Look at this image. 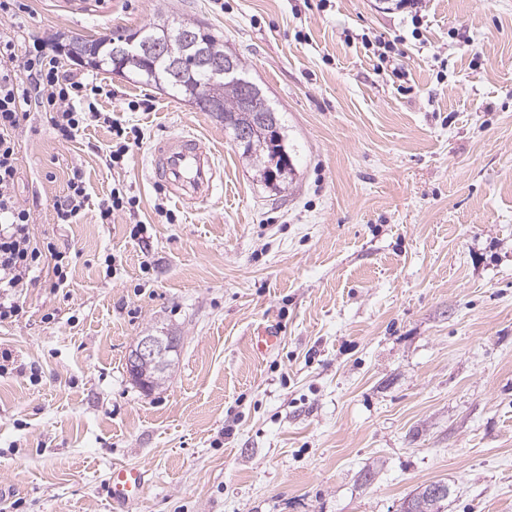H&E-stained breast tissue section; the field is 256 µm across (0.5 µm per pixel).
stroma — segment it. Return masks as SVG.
Segmentation results:
<instances>
[{
    "label": "stroma",
    "mask_w": 512,
    "mask_h": 512,
    "mask_svg": "<svg viewBox=\"0 0 512 512\" xmlns=\"http://www.w3.org/2000/svg\"><path fill=\"white\" fill-rule=\"evenodd\" d=\"M87 2L0 18L22 43L58 41L60 68L140 136L112 170L103 124L64 141L35 108L21 134L17 193L70 269L0 326V505L401 512L441 482L443 512H512V0ZM160 11L211 29L275 107L285 181L267 184L215 116L67 52ZM374 34L395 44L391 69L362 44ZM182 133L223 177L189 205L149 174ZM75 168L85 207L54 223ZM118 181L139 210L100 223ZM269 325L281 342L257 354ZM154 330L180 345L147 393L126 358ZM117 465L145 471L139 504L109 501Z\"/></svg>",
    "instance_id": "obj_1"
}]
</instances>
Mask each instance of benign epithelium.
I'll return each instance as SVG.
<instances>
[{"mask_svg": "<svg viewBox=\"0 0 512 512\" xmlns=\"http://www.w3.org/2000/svg\"><path fill=\"white\" fill-rule=\"evenodd\" d=\"M145 57L168 60L170 71L174 73L181 71L186 62H191L199 73L210 79L218 94H223L226 86L238 89L243 98V111L259 113L260 121L267 125L268 131L276 132L274 116L265 112V102L261 98V93L240 75L234 57L228 53L222 58L212 56L208 46L199 39L193 27L181 26L173 38L170 25L166 24L159 26V32L156 34L145 36L140 32L133 37L112 43V60L121 74L129 64ZM255 133L256 125L249 118L234 129L233 144L238 148L246 147L253 140ZM173 350L175 341L171 336L149 334L138 337L128 355L131 378L140 383H147L144 368L158 364V361Z\"/></svg>", "mask_w": 512, "mask_h": 512, "instance_id": "1", "label": "benign epithelium"}]
</instances>
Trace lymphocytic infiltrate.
Here are the masks:
<instances>
[{
	"instance_id": "obj_1",
	"label": "lymphocytic infiltrate",
	"mask_w": 512,
	"mask_h": 512,
	"mask_svg": "<svg viewBox=\"0 0 512 512\" xmlns=\"http://www.w3.org/2000/svg\"><path fill=\"white\" fill-rule=\"evenodd\" d=\"M88 84L60 69L42 41L22 49L15 34L0 29V324L23 310L21 301L39 279L60 287L67 280L69 257L31 231L33 213L18 197V132L39 99L58 137L71 139L87 123L104 121L114 138L105 155L109 167L122 165L132 144L120 117L103 115L90 103Z\"/></svg>"
}]
</instances>
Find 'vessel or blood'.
I'll return each mask as SVG.
<instances>
[{
  "instance_id": "1",
  "label": "vessel or blood",
  "mask_w": 512,
  "mask_h": 512,
  "mask_svg": "<svg viewBox=\"0 0 512 512\" xmlns=\"http://www.w3.org/2000/svg\"><path fill=\"white\" fill-rule=\"evenodd\" d=\"M217 168L213 155L196 135H176L152 150L151 176L170 197L192 204L209 195ZM144 486V472L131 466L114 467L108 481V494L116 505L138 502Z\"/></svg>"
}]
</instances>
